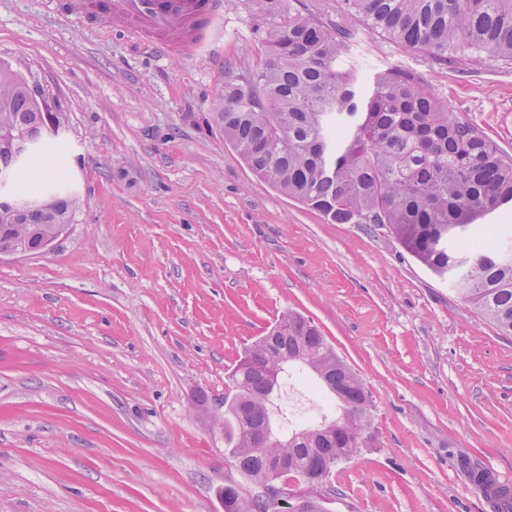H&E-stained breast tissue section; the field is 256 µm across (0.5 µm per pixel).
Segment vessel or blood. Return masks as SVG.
I'll use <instances>...</instances> for the list:
<instances>
[{"label": "vessel or blood", "instance_id": "1", "mask_svg": "<svg viewBox=\"0 0 512 512\" xmlns=\"http://www.w3.org/2000/svg\"><path fill=\"white\" fill-rule=\"evenodd\" d=\"M68 15L117 21L152 49L190 56L209 43L224 0H66Z\"/></svg>", "mask_w": 512, "mask_h": 512}]
</instances>
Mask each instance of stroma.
<instances>
[{
	"label": "stroma",
	"instance_id": "obj_1",
	"mask_svg": "<svg viewBox=\"0 0 512 512\" xmlns=\"http://www.w3.org/2000/svg\"><path fill=\"white\" fill-rule=\"evenodd\" d=\"M255 0L161 56L56 0H0V63L65 127L33 168L82 201L50 250L0 258V512H224L258 494L212 416L281 315L312 319L372 396L324 512H491L460 459L512 483V336L388 228L336 224L257 177L213 123L251 67ZM365 82L410 71L512 155V64L443 66L352 21Z\"/></svg>",
	"mask_w": 512,
	"mask_h": 512
}]
</instances>
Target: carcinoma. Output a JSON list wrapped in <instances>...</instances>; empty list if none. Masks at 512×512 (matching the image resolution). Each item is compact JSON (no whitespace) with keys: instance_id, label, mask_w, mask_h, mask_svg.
Returning <instances> with one entry per match:
<instances>
[{"instance_id":"carcinoma-1","label":"carcinoma","mask_w":512,"mask_h":512,"mask_svg":"<svg viewBox=\"0 0 512 512\" xmlns=\"http://www.w3.org/2000/svg\"><path fill=\"white\" fill-rule=\"evenodd\" d=\"M338 11L362 19L384 39L441 65L485 57L512 62V0H336ZM261 48L252 67L227 71L216 117L224 141L261 179L336 224H381L419 262L453 282L464 299L504 336H512V246L494 225L490 240L472 237L474 223L512 206V156L474 123L451 115L419 79L401 69L376 75L364 88L346 64L352 30L329 28L299 11L293 0H261L254 25ZM44 120L26 79L0 64V129L28 128ZM22 192L48 207L37 214L41 235L58 238L80 200L58 185ZM280 342L268 354L256 341L230 375L224 396V447L249 480L277 448L252 449L262 425L281 417L282 433L297 431L287 478L310 487L366 447L371 395L328 345L313 320L282 315ZM300 350L277 383L269 373L277 357ZM333 360L336 416L321 409L289 419L283 390L299 376L313 390L324 386L310 364ZM336 422L327 447L307 433ZM224 512H282L264 495L245 500L237 486L222 491Z\"/></svg>"}]
</instances>
